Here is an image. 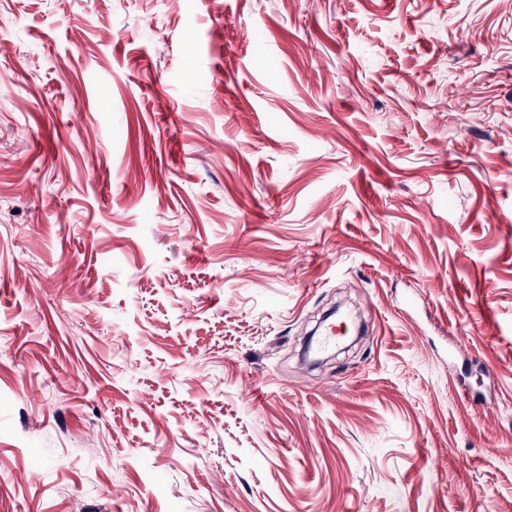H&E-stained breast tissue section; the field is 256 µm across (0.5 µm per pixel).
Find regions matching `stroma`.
<instances>
[{
    "mask_svg": "<svg viewBox=\"0 0 512 512\" xmlns=\"http://www.w3.org/2000/svg\"><path fill=\"white\" fill-rule=\"evenodd\" d=\"M0 512H512V0H0Z\"/></svg>",
    "mask_w": 512,
    "mask_h": 512,
    "instance_id": "stroma-1",
    "label": "stroma"
}]
</instances>
